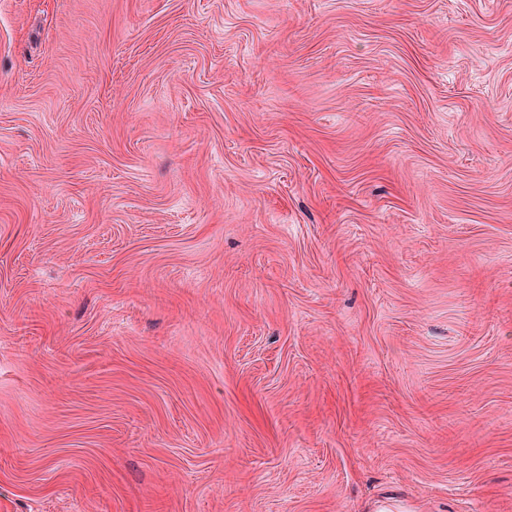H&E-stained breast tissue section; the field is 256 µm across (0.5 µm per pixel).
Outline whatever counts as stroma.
I'll return each instance as SVG.
<instances>
[{"instance_id":"stroma-1","label":"stroma","mask_w":512,"mask_h":512,"mask_svg":"<svg viewBox=\"0 0 512 512\" xmlns=\"http://www.w3.org/2000/svg\"><path fill=\"white\" fill-rule=\"evenodd\" d=\"M0 512H512V0H0Z\"/></svg>"}]
</instances>
